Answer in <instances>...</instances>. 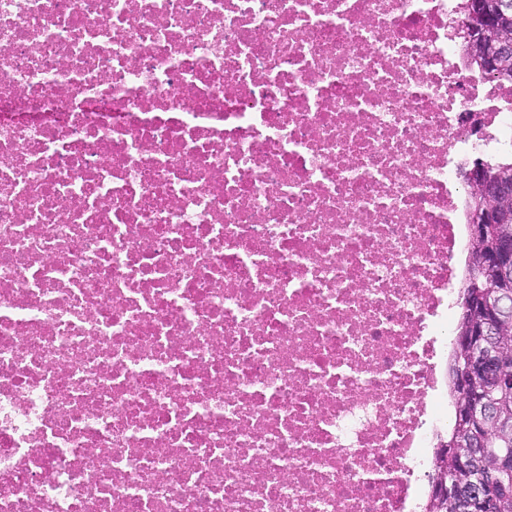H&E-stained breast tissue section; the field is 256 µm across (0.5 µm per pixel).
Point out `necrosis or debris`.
<instances>
[{
	"label": "necrosis or debris",
	"mask_w": 512,
	"mask_h": 512,
	"mask_svg": "<svg viewBox=\"0 0 512 512\" xmlns=\"http://www.w3.org/2000/svg\"><path fill=\"white\" fill-rule=\"evenodd\" d=\"M465 0H0V512H423Z\"/></svg>",
	"instance_id": "4bbe7bcc"
}]
</instances>
